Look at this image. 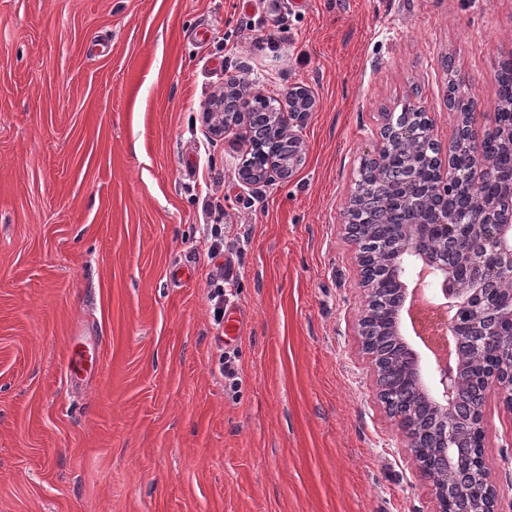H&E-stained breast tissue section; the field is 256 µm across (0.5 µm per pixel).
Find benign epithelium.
Segmentation results:
<instances>
[{
    "mask_svg": "<svg viewBox=\"0 0 512 512\" xmlns=\"http://www.w3.org/2000/svg\"><path fill=\"white\" fill-rule=\"evenodd\" d=\"M285 102L286 106L273 113V118L288 145V164L273 157L263 169L242 174L244 183L250 186L285 182L306 162L301 130L314 111L315 99L307 88L294 86L285 93ZM242 104L236 91L224 86V97L215 99L206 109L211 130L219 134L236 128L244 137H252L254 131L243 122ZM455 117V131L446 143L437 140L434 125H429L428 136L437 146L436 153L427 159L426 168L430 169L431 177L405 178L396 198L401 205L414 196H423L429 200V208L385 214L387 219L400 217L396 241L386 249L389 257L386 273L395 285L396 300L385 325L404 353V363L391 381L406 384L422 395L436 416L414 428L403 422V416L395 408L389 407L387 411L398 421L417 466H422L420 458L427 448L446 462L434 485L437 512H457L454 507L457 486L467 476L471 481L463 493L468 509L501 512L485 454V409L489 395L494 392L512 412V369L492 367L486 371L482 391L471 408L477 422V449L462 448L448 423V414L453 412L463 383V366L453 349L438 347L435 338L450 335L460 347L469 343L481 349L504 335V330L512 331V289L507 296H501L506 291L502 271L512 270V172L490 168L482 159L483 140L489 137L512 151V126L502 125L495 112L483 125L475 124L473 112L460 109ZM414 137L411 127L382 120L370 154L373 171L382 170L390 152L409 144ZM458 150L468 151L474 164L469 173L450 178L452 156ZM486 182L500 184L498 200L491 201L484 196L482 186ZM458 192L470 198V219L464 222L455 220L448 210V196ZM357 211V201L349 199L343 210V224L355 248L359 282L365 285L375 278L377 267L371 254L364 251L365 227L357 223ZM450 250L467 269L464 286L459 282L456 265L448 262ZM407 319L433 359L423 360L414 348L405 326ZM379 324L380 321L364 311L357 320V333L361 337L374 332L381 334Z\"/></svg>",
    "mask_w": 512,
    "mask_h": 512,
    "instance_id": "7a95c632",
    "label": "benign epithelium"
}]
</instances>
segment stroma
<instances>
[{
	"label": "stroma",
	"mask_w": 512,
	"mask_h": 512,
	"mask_svg": "<svg viewBox=\"0 0 512 512\" xmlns=\"http://www.w3.org/2000/svg\"><path fill=\"white\" fill-rule=\"evenodd\" d=\"M511 50L512 0H0V512H436L341 212L381 113L418 98L447 140L444 59L490 112ZM231 73L314 97L291 181L245 185L248 142L207 131ZM486 420L512 512V413Z\"/></svg>",
	"instance_id": "35a3bbf8"
}]
</instances>
